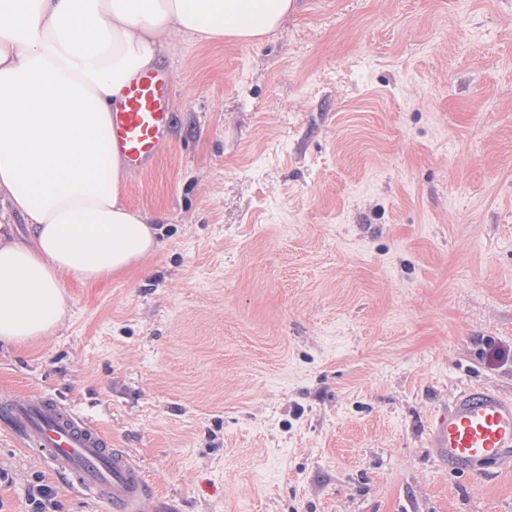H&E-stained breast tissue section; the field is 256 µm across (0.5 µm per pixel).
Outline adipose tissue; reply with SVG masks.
I'll list each match as a JSON object with an SVG mask.
<instances>
[{"label":"adipose tissue","instance_id":"adipose-tissue-1","mask_svg":"<svg viewBox=\"0 0 512 512\" xmlns=\"http://www.w3.org/2000/svg\"><path fill=\"white\" fill-rule=\"evenodd\" d=\"M292 2L0 0V204L29 226L0 236V340L52 335L66 278L117 275L158 248L107 133L128 78L156 66L171 34L255 41Z\"/></svg>","mask_w":512,"mask_h":512}]
</instances>
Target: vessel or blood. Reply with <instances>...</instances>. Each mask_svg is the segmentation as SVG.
Returning a JSON list of instances; mask_svg holds the SVG:
<instances>
[{
	"instance_id": "b4317fda",
	"label": "vessel or blood",
	"mask_w": 512,
	"mask_h": 512,
	"mask_svg": "<svg viewBox=\"0 0 512 512\" xmlns=\"http://www.w3.org/2000/svg\"><path fill=\"white\" fill-rule=\"evenodd\" d=\"M173 88V81L159 71H144L126 84L113 106L109 136L128 168L148 170L160 153L173 119ZM0 417L9 420L56 473L107 512H154L142 470L70 405L40 394H5L0 396ZM431 445L440 450L450 470L461 474L484 477L512 465V399L488 388L459 391L433 422Z\"/></svg>"
}]
</instances>
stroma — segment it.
I'll return each mask as SVG.
<instances>
[{"label": "stroma", "instance_id": "obj_1", "mask_svg": "<svg viewBox=\"0 0 512 512\" xmlns=\"http://www.w3.org/2000/svg\"><path fill=\"white\" fill-rule=\"evenodd\" d=\"M158 67L169 143L126 195L161 246L66 279L0 392L90 415L160 512H512L511 467L430 446L460 388L512 398V0H294ZM0 471V512L40 482L104 512L1 421Z\"/></svg>", "mask_w": 512, "mask_h": 512}]
</instances>
